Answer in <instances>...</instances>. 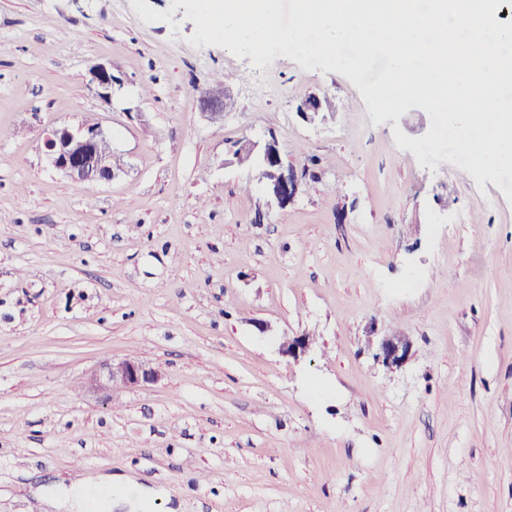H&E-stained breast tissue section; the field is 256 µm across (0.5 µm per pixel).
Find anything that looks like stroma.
Wrapping results in <instances>:
<instances>
[{"label": "stroma", "instance_id": "35a3bbf8", "mask_svg": "<svg viewBox=\"0 0 512 512\" xmlns=\"http://www.w3.org/2000/svg\"><path fill=\"white\" fill-rule=\"evenodd\" d=\"M148 3L171 21L0 0V512L83 472L168 491L140 512H512V203L397 146L421 108L374 124L345 76L193 47L185 7ZM311 95L335 109L304 118ZM88 114L125 161L109 185L44 155ZM271 131L309 175L256 224L234 152ZM393 332L412 353L389 370ZM303 333L309 355L280 353ZM128 356L160 379L92 387ZM90 75V82L97 96L105 102L111 101L112 86L115 80L112 75V66L102 63L96 64L90 69ZM201 106L205 113L210 114L213 118L224 116L226 112L234 108V102L230 98L224 99V92L220 90H209L200 95ZM411 349V342L404 336H384L375 357L387 368H401L410 359Z\"/></svg>", "mask_w": 512, "mask_h": 512}]
</instances>
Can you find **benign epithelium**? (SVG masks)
Returning <instances> with one entry per match:
<instances>
[{"mask_svg":"<svg viewBox=\"0 0 512 512\" xmlns=\"http://www.w3.org/2000/svg\"><path fill=\"white\" fill-rule=\"evenodd\" d=\"M90 82L97 96L105 102L112 99L114 76L112 66L102 63L90 69ZM201 106L214 118L224 116V92L209 90L200 95ZM323 111L322 98L316 95L303 101L299 112L312 119ZM109 134L101 125L75 127L69 124L56 125L47 130L43 147L50 165L79 182L109 184L116 177V170L107 156L98 149L101 140ZM240 149L257 156L253 169L256 179L269 197V204L284 209L294 201L299 191L300 180L297 172L283 163L278 141L269 137L263 143L247 141ZM310 338L294 336L280 345L282 354L298 359L309 350ZM411 342L404 336H384L378 342L376 359L385 367H402L411 356ZM159 371L137 359H125L106 365L107 386H145L155 382Z\"/></svg>","mask_w":512,"mask_h":512,"instance_id":"1","label":"benign epithelium"}]
</instances>
